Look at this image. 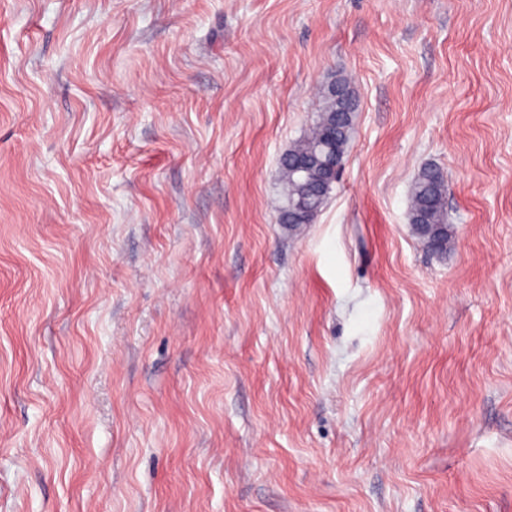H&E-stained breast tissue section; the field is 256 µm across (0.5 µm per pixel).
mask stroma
Here are the masks:
<instances>
[{
	"instance_id": "35a3bbf8",
	"label": "stroma",
	"mask_w": 512,
	"mask_h": 512,
	"mask_svg": "<svg viewBox=\"0 0 512 512\" xmlns=\"http://www.w3.org/2000/svg\"><path fill=\"white\" fill-rule=\"evenodd\" d=\"M0 512H512V0H0ZM338 86H342L347 93V100L342 103L330 88L321 92V106L319 113L309 131L296 141L279 162V184L284 205L279 213V223L289 229L296 228L300 224H309L317 213L325 205L336 181H330L320 196L311 197L304 208L295 207L303 183L311 177L321 178V171L317 167L311 169L310 175H301L296 172L297 164L304 159H312L316 162L325 160L326 155L335 154L338 161L343 163L346 148L349 142L350 130L355 112V96L350 82L343 78L338 80ZM332 160L327 165L324 179L339 178L342 167ZM410 224L423 244L434 239L439 250L451 245L448 231L447 180L439 169L428 166L418 173L411 189ZM426 246L436 253L431 242Z\"/></svg>"
}]
</instances>
